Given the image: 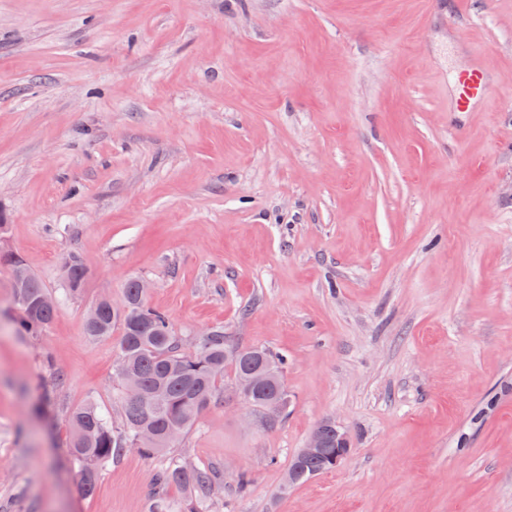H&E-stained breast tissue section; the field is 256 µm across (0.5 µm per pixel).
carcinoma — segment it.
Returning <instances> with one entry per match:
<instances>
[{"mask_svg": "<svg viewBox=\"0 0 512 512\" xmlns=\"http://www.w3.org/2000/svg\"><path fill=\"white\" fill-rule=\"evenodd\" d=\"M0 264L15 272L20 331L31 336L41 334L53 321L58 304L44 302L48 290L36 275L22 273L25 263L21 256L1 251ZM85 275L80 257L70 256L63 274L65 295L79 294ZM93 309L95 318L84 322L86 336L104 338L120 330L114 382L122 418L112 422L92 400L70 411L69 455L80 469L83 492L94 491L102 466L136 448L144 457L160 458L148 512H210L217 477L169 454L168 448L219 398L226 375L266 374V380L251 394L253 405L260 409L269 397L277 395L285 402L283 409H288V392L283 385L287 359L263 346L243 348L238 356L226 358L228 337L222 327L200 336L194 355H186L181 349L182 338L174 332L168 316L141 297L133 280L124 288L122 304L107 298L97 301ZM288 470L297 485L327 472V462L322 456L296 454ZM169 486L185 489L189 493L187 503L171 502L164 494Z\"/></svg>", "mask_w": 512, "mask_h": 512, "instance_id": "carcinoma-1", "label": "carcinoma"}]
</instances>
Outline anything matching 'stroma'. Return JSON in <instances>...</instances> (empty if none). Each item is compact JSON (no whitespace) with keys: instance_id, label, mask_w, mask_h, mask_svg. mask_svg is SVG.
I'll return each instance as SVG.
<instances>
[{"instance_id":"obj_1","label":"stroma","mask_w":512,"mask_h":512,"mask_svg":"<svg viewBox=\"0 0 512 512\" xmlns=\"http://www.w3.org/2000/svg\"><path fill=\"white\" fill-rule=\"evenodd\" d=\"M0 212L50 292L86 268L26 336L0 267V512H146L157 460L87 495L67 448L120 417L83 323L133 279L288 358L278 426L219 401L173 447L211 512H512V0H0ZM326 419L349 453L281 493ZM460 104L466 105L470 100L483 95L485 87L475 69L467 71L460 77ZM85 268L79 256L71 255L67 260L64 267V296H75L78 295L85 282Z\"/></svg>"}]
</instances>
